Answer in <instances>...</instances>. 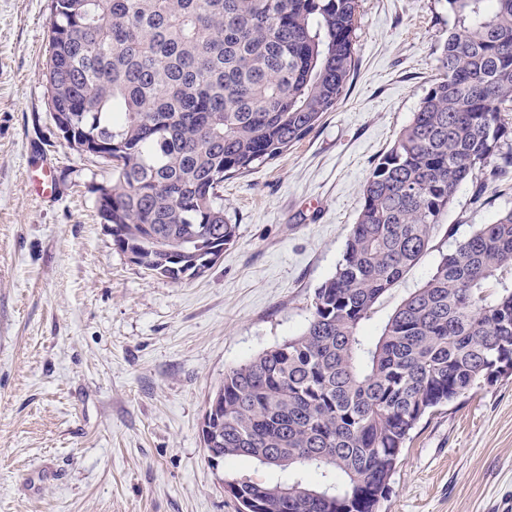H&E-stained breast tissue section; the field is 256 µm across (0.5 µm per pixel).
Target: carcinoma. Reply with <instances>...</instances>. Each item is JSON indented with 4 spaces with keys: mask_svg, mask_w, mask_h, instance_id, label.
<instances>
[{
    "mask_svg": "<svg viewBox=\"0 0 512 512\" xmlns=\"http://www.w3.org/2000/svg\"><path fill=\"white\" fill-rule=\"evenodd\" d=\"M443 77L375 164L335 273L304 329L224 371L208 423L239 512H378L431 409L512 362V209L439 251L429 278L366 336L379 298L431 249L460 186L512 171V0H444ZM359 0H50L51 112L112 142V240L152 275L202 276L239 226L224 180L268 163L333 111L355 67ZM319 482L310 483L304 474Z\"/></svg>",
    "mask_w": 512,
    "mask_h": 512,
    "instance_id": "cac0c4a2",
    "label": "carcinoma"
}]
</instances>
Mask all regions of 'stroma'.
Returning <instances> with one entry per match:
<instances>
[{
	"label": "stroma",
	"instance_id": "obj_1",
	"mask_svg": "<svg viewBox=\"0 0 512 512\" xmlns=\"http://www.w3.org/2000/svg\"><path fill=\"white\" fill-rule=\"evenodd\" d=\"M49 0H0V512H236L201 425L227 368L298 334L334 272L377 159L440 76V0H359L336 109L276 160L225 180L239 235L204 276L148 274L96 209L110 173L53 132ZM49 162L38 199L29 169ZM512 209V175L459 189L428 253L375 304V336L439 250ZM379 512H512V375L413 430Z\"/></svg>",
	"mask_w": 512,
	"mask_h": 512
}]
</instances>
